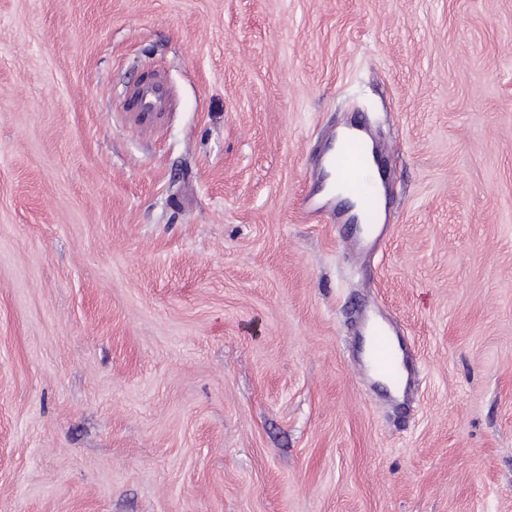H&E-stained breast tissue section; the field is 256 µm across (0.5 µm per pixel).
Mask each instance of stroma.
Wrapping results in <instances>:
<instances>
[{"instance_id":"obj_1","label":"stroma","mask_w":512,"mask_h":512,"mask_svg":"<svg viewBox=\"0 0 512 512\" xmlns=\"http://www.w3.org/2000/svg\"><path fill=\"white\" fill-rule=\"evenodd\" d=\"M355 116L370 254L305 203ZM0 512H512V0H0ZM359 336L366 343L359 350L358 362L377 380L390 383V393L413 396L417 373L406 359L400 335L394 325L382 316H365L359 322Z\"/></svg>"}]
</instances>
